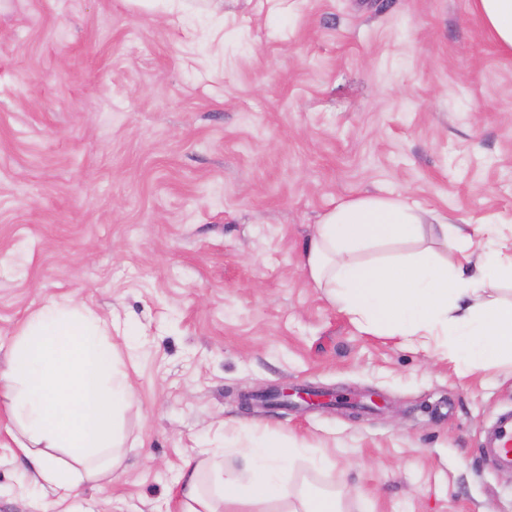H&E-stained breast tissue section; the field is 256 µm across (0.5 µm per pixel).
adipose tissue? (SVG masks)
I'll list each match as a JSON object with an SVG mask.
<instances>
[{
    "label": "adipose tissue",
    "instance_id": "ef3b65f1",
    "mask_svg": "<svg viewBox=\"0 0 512 512\" xmlns=\"http://www.w3.org/2000/svg\"><path fill=\"white\" fill-rule=\"evenodd\" d=\"M499 49L512 53V0H473ZM433 241L430 249L373 264L359 261L369 245ZM314 287L365 333L398 337L426 351L458 336L460 376L484 364L512 365V300L490 291L512 282V228H465L407 199L361 196L327 212L304 247ZM136 390L100 320L76 301H47L11 344L0 368V406L17 428L19 456L51 507L71 501L85 483L120 467L122 417ZM303 449L264 441L236 449L238 468H219L204 449L179 479L180 512H343L335 493L314 483L288 486Z\"/></svg>",
    "mask_w": 512,
    "mask_h": 512
}]
</instances>
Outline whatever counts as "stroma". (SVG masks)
Segmentation results:
<instances>
[{"label":"stroma","mask_w":512,"mask_h":512,"mask_svg":"<svg viewBox=\"0 0 512 512\" xmlns=\"http://www.w3.org/2000/svg\"><path fill=\"white\" fill-rule=\"evenodd\" d=\"M367 194L512 225V55L471 0H0V348L49 298L133 346L123 465L74 512H173L200 449L307 447L347 512H512V367L359 333L302 248ZM309 386L378 407L253 406ZM0 410V512H40ZM486 449L497 468L512 470V413L499 417Z\"/></svg>","instance_id":"35a3bbf8"}]
</instances>
